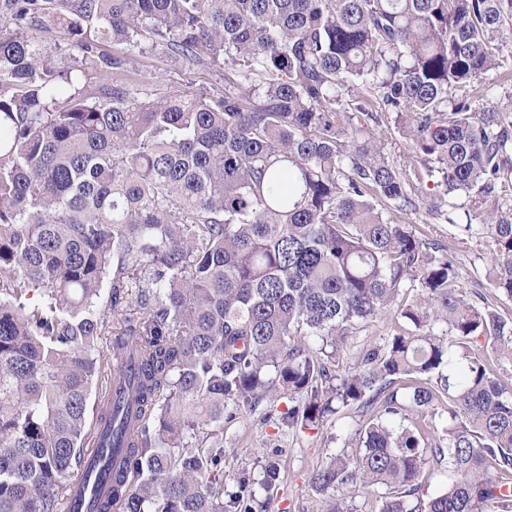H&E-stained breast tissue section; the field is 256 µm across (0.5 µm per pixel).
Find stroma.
Listing matches in <instances>:
<instances>
[{
	"mask_svg": "<svg viewBox=\"0 0 512 512\" xmlns=\"http://www.w3.org/2000/svg\"><path fill=\"white\" fill-rule=\"evenodd\" d=\"M499 45L501 79L492 88L478 85L473 90L475 105L480 109H494L512 99V36L501 35ZM125 78L131 84L145 86L155 98L173 93L185 96L224 93L223 68L189 64L147 41L133 54ZM396 221L415 225L420 233L439 245L454 247L461 283L469 288L488 289L489 247L477 249L456 243L452 226L431 223L421 212L397 216ZM393 325L391 314L386 313L360 328L340 352V368L356 363L362 352L386 337ZM354 428V419L347 417L339 420L330 434L314 429L291 430L264 419L262 412H241L224 426V471L228 475L224 487L232 489L233 476L244 472L258 476L266 454L275 450L282 460V480L274 490L258 493L265 512H321L323 498L312 489L310 478L327 457L346 451Z\"/></svg>",
	"mask_w": 512,
	"mask_h": 512,
	"instance_id": "stroma-1",
	"label": "stroma"
}]
</instances>
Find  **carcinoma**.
<instances>
[{"label": "carcinoma", "mask_w": 512, "mask_h": 512, "mask_svg": "<svg viewBox=\"0 0 512 512\" xmlns=\"http://www.w3.org/2000/svg\"><path fill=\"white\" fill-rule=\"evenodd\" d=\"M58 2L79 53L64 69L40 48L46 0L0 10V296L43 297L0 299V512H64L112 431L107 403L87 419L108 309L112 357L140 360V423L131 486L117 476L99 512H256L248 477L224 489V421L282 397L291 429L359 417L354 450L311 477L323 512H357L346 486L376 512H512V316L392 217L423 209L489 243L494 298L512 299V104L459 94L499 71L512 0ZM92 23L129 53L148 36L223 65L224 95L83 93ZM390 112L399 164L371 133ZM393 306L394 332L340 370L348 336ZM430 466L447 478L432 494ZM280 476L274 453L260 485Z\"/></svg>", "instance_id": "obj_1"}]
</instances>
